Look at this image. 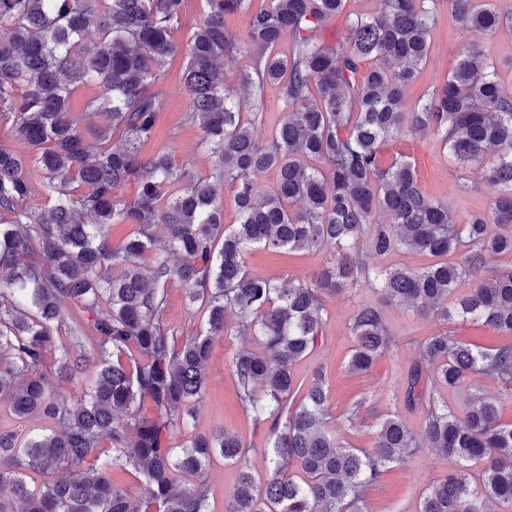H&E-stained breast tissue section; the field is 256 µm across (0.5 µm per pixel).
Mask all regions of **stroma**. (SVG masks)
I'll list each match as a JSON object with an SVG mask.
<instances>
[{
    "instance_id": "stroma-1",
    "label": "stroma",
    "mask_w": 512,
    "mask_h": 512,
    "mask_svg": "<svg viewBox=\"0 0 512 512\" xmlns=\"http://www.w3.org/2000/svg\"><path fill=\"white\" fill-rule=\"evenodd\" d=\"M466 43L477 46L487 61L496 67L504 93L512 97V35L504 29L491 35L463 30L448 5L443 4L432 29L428 61L406 90V107H413L430 87L447 78L456 66L459 47ZM183 62V56H176L162 76L165 106L143 153L149 157L159 150H167L191 175L202 176L208 172L211 160L198 147L199 127L184 119L189 102L183 92ZM399 155L411 159L421 189L428 197L446 202L453 220L459 222L469 212L486 209L489 197L479 171L474 167L459 171L456 162L444 151L439 137L428 135L388 142L381 150L382 165H389ZM460 173L464 174L466 185L458 184L456 176ZM323 260L320 253L274 254L255 247L246 255V266L259 278H305ZM364 301L374 303L380 309L393 345L370 372L354 375L347 369L349 354L355 344L348 321ZM322 302L328 314L323 339L312 355L296 364L295 372L301 377L311 376L317 369L325 373L329 414L340 440L355 448L371 447L376 433L375 418L385 414H402L412 428H419L421 414L407 411L404 406L405 374L420 359V344L436 331V322L386 300L381 291L368 288L329 294ZM239 345V340L231 336L216 341L207 366L209 385L200 405L197 428L203 432L227 429L245 441L260 445L264 442L265 432L254 427L242 413L231 372L230 356ZM357 402L362 408L355 423H348L345 414ZM443 469L434 449L417 450L404 465L393 468L379 484L370 487L366 495L369 512H419L422 493L438 479Z\"/></svg>"
}]
</instances>
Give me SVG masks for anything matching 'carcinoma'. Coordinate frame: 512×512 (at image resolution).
Returning a JSON list of instances; mask_svg holds the SVG:
<instances>
[{"instance_id":"obj_1","label":"carcinoma","mask_w":512,"mask_h":512,"mask_svg":"<svg viewBox=\"0 0 512 512\" xmlns=\"http://www.w3.org/2000/svg\"><path fill=\"white\" fill-rule=\"evenodd\" d=\"M204 18L186 47L174 34L187 0H0V123L29 155L0 146V397L16 419L37 414L39 431H0V512H208L199 477L214 454L238 466L224 512H367L365 490L417 448L457 469L424 494L420 512L512 510V344L484 348L444 329L421 344L406 372L404 405L423 413L413 430L399 414L379 418L370 448H349L326 419L327 387L294 366L313 353L327 321L321 297L379 288L391 301L448 323L472 320L512 335V268L481 276L487 260L512 254V98L496 69L470 46L444 83L411 110L404 91L426 63L441 0H376L329 40L346 0H202ZM466 29L512 28L488 0H448ZM243 14L238 42L224 17ZM289 39V52L278 47ZM209 174L193 177L171 154L141 146L164 109L161 74L180 49ZM253 59L243 87L279 85L287 107L275 133L255 136L261 116L229 84L228 68ZM83 84L102 88L85 111L70 110ZM100 121L93 129L84 117ZM432 133L459 168L482 170L487 214L455 224L448 204L420 189L406 156L384 168L390 140ZM50 203L38 213L30 163ZM276 173L273 188L257 181ZM131 184L128 202L120 190ZM234 187L239 220L224 223L221 189ZM132 231L113 246L109 229ZM500 232L491 235L488 225ZM326 254L306 280L252 276L245 255ZM408 250L431 265L384 266ZM471 287L457 293L460 283ZM184 288L204 324L180 336L166 321L167 289ZM233 314L234 322L228 321ZM348 370L362 374L391 344L378 307L358 306ZM224 336L253 337L234 351L237 396L254 427L267 428L263 485L248 466L255 446L222 429H195L206 363ZM98 370L84 379V345ZM81 390L68 402L53 380ZM498 382L458 416L441 391ZM184 434L175 445V433ZM112 449L99 462L102 441ZM143 477L134 498L112 471ZM44 478L32 487L28 478Z\"/></svg>"}]
</instances>
